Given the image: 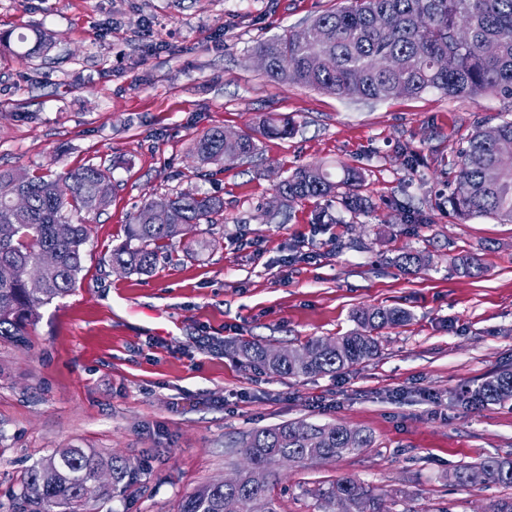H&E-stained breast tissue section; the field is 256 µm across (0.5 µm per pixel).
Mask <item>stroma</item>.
Here are the masks:
<instances>
[{
	"mask_svg": "<svg viewBox=\"0 0 512 512\" xmlns=\"http://www.w3.org/2000/svg\"><path fill=\"white\" fill-rule=\"evenodd\" d=\"M343 0H0V32L46 31L23 59L0 44V168L110 171L111 202L87 215L75 289L44 305L23 342L0 339V512H26V470L61 448L136 470L84 512H178L199 486L245 464L226 443L283 422H339L371 447L271 468L279 512H322L318 489L376 486L385 512H487L512 497L454 474L512 455V401L471 408L463 392L512 367V223L463 219L444 199L476 128L512 121V99L436 91L340 97L268 78L259 43ZM288 120L255 157L204 162L197 138ZM361 170L364 211L337 197L277 202L294 170ZM224 200V219L161 251L148 274L113 267L138 207L180 192ZM404 253L426 256L412 270ZM466 257L477 274L460 272ZM410 319L338 374L263 373L225 352L356 331L362 308Z\"/></svg>",
	"mask_w": 512,
	"mask_h": 512,
	"instance_id": "35a3bbf8",
	"label": "stroma"
}]
</instances>
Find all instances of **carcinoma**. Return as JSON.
I'll return each instance as SVG.
<instances>
[{
    "instance_id": "1",
    "label": "carcinoma",
    "mask_w": 512,
    "mask_h": 512,
    "mask_svg": "<svg viewBox=\"0 0 512 512\" xmlns=\"http://www.w3.org/2000/svg\"><path fill=\"white\" fill-rule=\"evenodd\" d=\"M308 38L285 30L259 44L257 53L268 60L265 74L281 82L312 87L338 96L385 100L437 91L450 97L495 94L512 99V0H344V6L322 13L305 25ZM497 137L484 130L470 135L456 154V182L466 183L464 196L451 193L448 203L464 217L494 216L512 222V168L502 167L512 151V121L495 127ZM258 150L255 137L240 134L224 139L213 128L194 144L203 161H226ZM109 181L105 170L94 166L50 174L0 171V266L17 269L11 281L0 280V337L23 341L27 328L39 318V309L75 288L83 270L88 227L82 215L105 208L110 197L99 193ZM363 178L343 167L334 175L319 165L297 169L281 182L278 191L295 201L340 194L353 212L365 206ZM27 196L17 210L11 198ZM180 221H168L153 203L142 205L127 225L125 240L112 250V264L128 272L146 274L155 267L166 243L214 224L224 216L223 198L208 193L184 192L166 199ZM51 251L56 262L43 269V287L29 291L23 269L40 262ZM361 331L334 340L316 339L288 350V358L274 360L270 347L244 341L231 349L276 376L302 377L337 373L378 355L374 333L400 325L409 314L400 308H367L356 313ZM512 400V369L503 370L470 392L468 403L478 407ZM372 436L341 423L287 422L254 430L238 447L251 464L268 469L275 461L295 456L299 461L339 458L369 448ZM108 469L112 486L129 483L133 472L117 456L104 458L81 448H61L29 468L21 498L32 506L68 505L79 512L89 501L106 494L97 473ZM488 482L512 487V456L489 457L479 464ZM336 512H380L378 498L366 484L340 478L319 493ZM179 512H278L271 485L255 486L251 475L240 473L237 483L218 481L197 488L181 503Z\"/></svg>"
}]
</instances>
